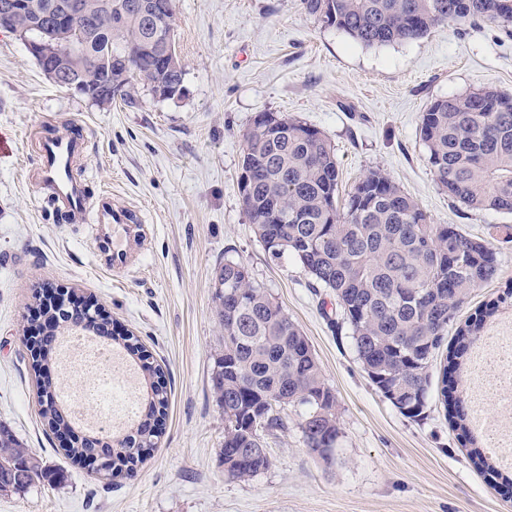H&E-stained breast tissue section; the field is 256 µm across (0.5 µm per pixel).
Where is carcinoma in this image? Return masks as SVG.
Instances as JSON below:
<instances>
[{"label": "carcinoma", "instance_id": "1", "mask_svg": "<svg viewBox=\"0 0 512 512\" xmlns=\"http://www.w3.org/2000/svg\"><path fill=\"white\" fill-rule=\"evenodd\" d=\"M175 0H81L85 31L81 52L112 59L101 78L127 100L131 89L162 82L184 86L185 69L171 27L159 24L164 2ZM304 11L365 47L416 40L444 22L495 23L512 29V0H301ZM244 135L239 196L250 219L272 211L281 224H258L255 233L275 258L291 255L313 285L336 296L358 359L371 383L409 418L427 405L430 366L445 336L456 347L444 369L443 403L453 411L461 438L471 445L475 466L503 480L484 440L470 428L465 401L454 396L460 368L473 337L498 311L494 301L464 324L457 313L471 292L496 279L497 253L454 224H434L417 200L381 170L369 171L337 208L339 167L334 148L318 129L284 112H262ZM419 136L437 184L474 209L512 212V98L493 90L437 99L420 116ZM216 297L224 325V353L216 362L213 387L224 405V472L249 480L272 464L270 454H250L244 435L252 415L265 412L262 433L286 429L280 411L305 410L300 423L305 444L334 441L339 434L336 399L298 325L271 294L254 283L241 262L226 260ZM55 335L45 337L32 359L33 370L50 367ZM112 340L137 354L147 388L139 420L116 441L112 476L135 477L162 432L167 387L150 354L133 333ZM41 416L53 432L71 428L67 411L49 385L40 386ZM273 400L277 408H266ZM324 417L309 428L311 413ZM99 450L85 438L64 448L80 464ZM61 474L32 454L7 426H0V492L19 493Z\"/></svg>", "mask_w": 512, "mask_h": 512}]
</instances>
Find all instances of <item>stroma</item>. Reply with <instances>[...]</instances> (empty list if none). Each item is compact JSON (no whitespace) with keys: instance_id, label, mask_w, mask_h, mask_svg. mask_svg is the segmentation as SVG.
I'll list each match as a JSON object with an SVG mask.
<instances>
[{"instance_id":"35a3bbf8","label":"stroma","mask_w":512,"mask_h":512,"mask_svg":"<svg viewBox=\"0 0 512 512\" xmlns=\"http://www.w3.org/2000/svg\"><path fill=\"white\" fill-rule=\"evenodd\" d=\"M186 75L181 98L143 85L132 102L99 104L60 87L26 43L0 29V423L60 469L62 485L0 493V512H512V491L470 461L441 400L447 349L430 369L422 419L404 416L365 375L336 298L312 289L292 257L273 258L237 192L244 135L258 113L285 112L320 130L336 152L341 193L387 172L433 223L455 224L497 252L500 275L475 288L465 321L512 282V214L467 207L435 181L419 137L433 100L492 89L512 96V36L498 25L446 22L425 37L367 48L305 14L300 0H176ZM82 136L74 174L92 203L136 212L126 268L108 270L88 225L37 187L38 142ZM248 266L307 337L336 397L331 462L311 455L298 410L268 438L271 467L239 481L224 473V412L212 387L224 349L214 278L225 260ZM94 300L138 336L168 392L163 434L134 479L77 465L45 425L27 339L39 296Z\"/></svg>"}]
</instances>
